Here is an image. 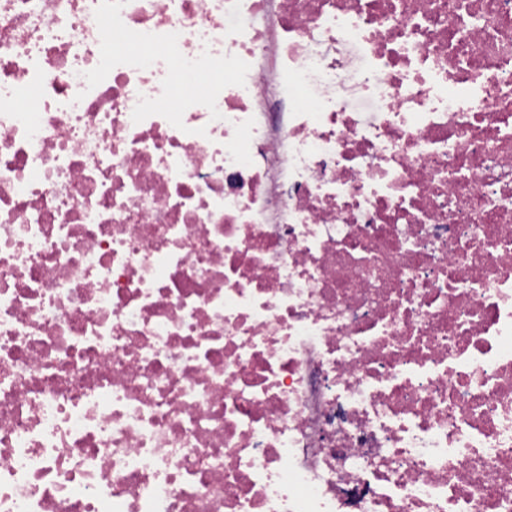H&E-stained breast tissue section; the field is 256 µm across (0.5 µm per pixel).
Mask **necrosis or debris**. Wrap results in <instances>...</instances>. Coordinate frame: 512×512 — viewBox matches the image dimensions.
Listing matches in <instances>:
<instances>
[{
    "label": "necrosis or debris",
    "instance_id": "1",
    "mask_svg": "<svg viewBox=\"0 0 512 512\" xmlns=\"http://www.w3.org/2000/svg\"><path fill=\"white\" fill-rule=\"evenodd\" d=\"M0 512H512V0H0Z\"/></svg>",
    "mask_w": 512,
    "mask_h": 512
}]
</instances>
